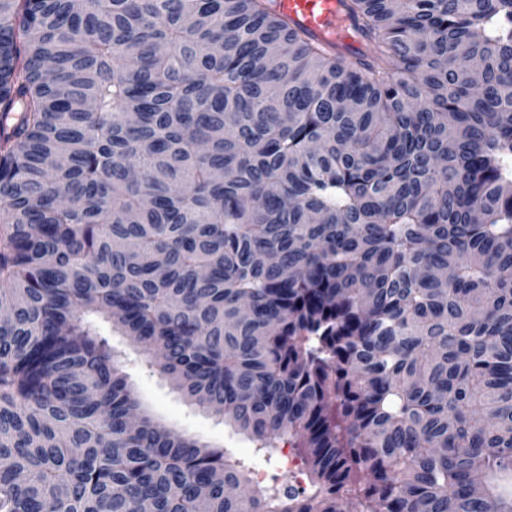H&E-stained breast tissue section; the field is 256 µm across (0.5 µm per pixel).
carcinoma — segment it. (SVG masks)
Instances as JSON below:
<instances>
[{
	"instance_id": "cac0c4a2",
	"label": "carcinoma",
	"mask_w": 512,
	"mask_h": 512,
	"mask_svg": "<svg viewBox=\"0 0 512 512\" xmlns=\"http://www.w3.org/2000/svg\"><path fill=\"white\" fill-rule=\"evenodd\" d=\"M342 4L0 0V512H512V0ZM341 0H271V7L314 38L329 42L350 58L363 50ZM112 344L123 353L121 371L138 398L142 409L170 431L193 437L230 455L249 460L252 471L263 473L267 480L272 474H288V455L278 451L254 454L252 442L224 425V420L200 410L186 401L170 383L157 372L148 369L134 344L126 336L112 333Z\"/></svg>"
}]
</instances>
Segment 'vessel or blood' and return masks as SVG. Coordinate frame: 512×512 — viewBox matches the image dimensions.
Segmentation results:
<instances>
[{
    "instance_id": "vessel-or-blood-1",
    "label": "vessel or blood",
    "mask_w": 512,
    "mask_h": 512,
    "mask_svg": "<svg viewBox=\"0 0 512 512\" xmlns=\"http://www.w3.org/2000/svg\"><path fill=\"white\" fill-rule=\"evenodd\" d=\"M271 6L314 38L331 43L348 57H356L362 49L340 0H271Z\"/></svg>"
}]
</instances>
